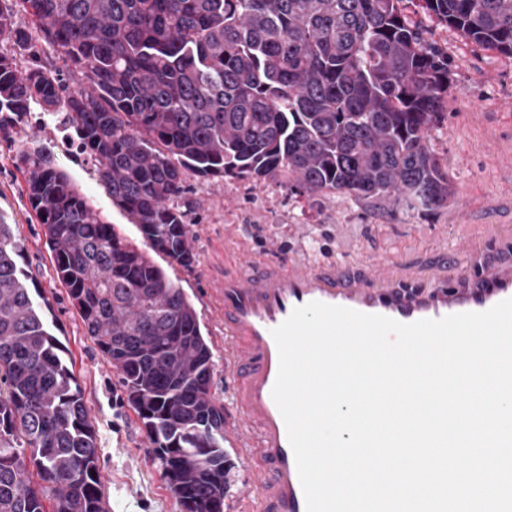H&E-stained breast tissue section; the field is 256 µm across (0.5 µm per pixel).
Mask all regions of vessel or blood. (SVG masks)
<instances>
[{"instance_id":"1","label":"vessel or blood","mask_w":512,"mask_h":512,"mask_svg":"<svg viewBox=\"0 0 512 512\" xmlns=\"http://www.w3.org/2000/svg\"><path fill=\"white\" fill-rule=\"evenodd\" d=\"M487 234L408 265L364 254L318 266L305 255L271 260L225 249L213 292L224 316V372L234 380L237 419L224 437L251 463L249 502L258 512H306L295 456L272 397L279 353L272 331L313 301L402 323L483 312L512 298V258L485 254Z\"/></svg>"}]
</instances>
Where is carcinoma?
I'll return each instance as SVG.
<instances>
[{
	"instance_id": "1",
	"label": "carcinoma",
	"mask_w": 512,
	"mask_h": 512,
	"mask_svg": "<svg viewBox=\"0 0 512 512\" xmlns=\"http://www.w3.org/2000/svg\"><path fill=\"white\" fill-rule=\"evenodd\" d=\"M416 2L467 41L512 58V0H15L0 36L61 52L68 92L0 53V112L64 111L112 204L145 247L103 220L39 153L20 157L57 278L120 373L182 512H224L235 462L213 354L194 304L154 256L192 267L186 172L284 176L302 195L427 211L455 187L430 149L448 51L405 13ZM0 224V512H106L96 432Z\"/></svg>"
}]
</instances>
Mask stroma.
<instances>
[{
    "label": "stroma",
    "instance_id": "1",
    "mask_svg": "<svg viewBox=\"0 0 512 512\" xmlns=\"http://www.w3.org/2000/svg\"><path fill=\"white\" fill-rule=\"evenodd\" d=\"M448 48L452 81L444 114L430 146L446 167L456 196L427 211L387 196L370 203L340 194L296 195L284 177L205 179L187 174L178 205L194 234L192 267H167L168 277L193 302L213 351L212 392L224 405L226 423L236 412L224 380V321L211 300L224 278L226 240L242 236L274 257L296 250L320 259L347 260L368 251L379 258L415 262L458 243L472 195L497 200L496 216H512V60L497 59L467 45L453 30L431 27ZM62 112L33 108L24 117L0 113V222L12 225L22 248L17 265L35 301H47L46 317L71 364L99 445L106 512H180L157 462L146 452V430L118 385V371L87 336L80 317L55 275L42 226L25 193L23 153H46L65 171L104 221L130 239L139 233L112 204L96 163L75 143Z\"/></svg>",
    "mask_w": 512,
    "mask_h": 512
}]
</instances>
